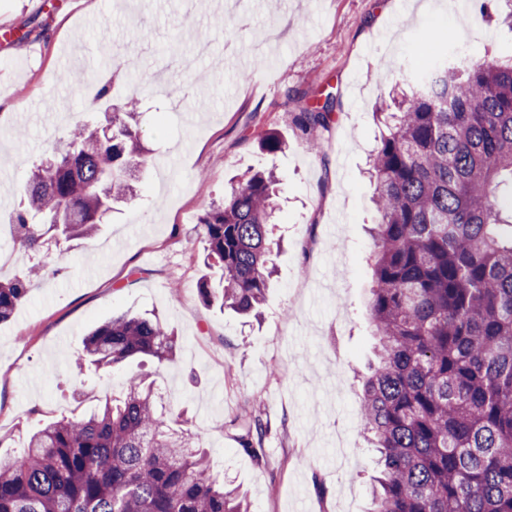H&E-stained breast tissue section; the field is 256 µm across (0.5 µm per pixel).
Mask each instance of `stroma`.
<instances>
[{
  "mask_svg": "<svg viewBox=\"0 0 512 512\" xmlns=\"http://www.w3.org/2000/svg\"><path fill=\"white\" fill-rule=\"evenodd\" d=\"M0 280L27 265L6 218L31 169L69 129L100 125L90 96L141 100L146 168L135 199L86 240L61 242L0 323V455L26 430L82 417L153 380L180 428L251 512H368L376 459L362 434L361 376L374 340V114L434 62L512 59V0H0ZM333 97L328 129L290 113ZM277 132L286 148L261 152ZM317 141L319 150L309 148ZM278 178L281 249L260 320L203 301L199 226L235 178ZM123 312L159 317L177 348L110 372L79 366L85 335ZM266 429L245 451L241 425Z\"/></svg>",
  "mask_w": 512,
  "mask_h": 512,
  "instance_id": "35a3bbf8",
  "label": "stroma"
}]
</instances>
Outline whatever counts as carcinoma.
Segmentation results:
<instances>
[{"mask_svg":"<svg viewBox=\"0 0 512 512\" xmlns=\"http://www.w3.org/2000/svg\"><path fill=\"white\" fill-rule=\"evenodd\" d=\"M373 151L376 191L369 315L377 364L361 419L382 469L373 512H512V63L441 57L413 76ZM138 99L76 126L65 149L36 167L12 215L35 261L50 239L88 236L133 196L145 165L129 122ZM334 100L293 115L325 129ZM274 176L256 171L200 220L218 286L200 293L240 315L270 287ZM39 266L0 281V322L27 298ZM161 323L120 315L92 330L82 353L98 367L134 356L169 359ZM265 428L243 425L252 451ZM0 512H248L236 488L187 433L171 430L151 385L131 376L118 400L23 436L0 456Z\"/></svg>","mask_w":512,"mask_h":512,"instance_id":"obj_1","label":"carcinoma"}]
</instances>
